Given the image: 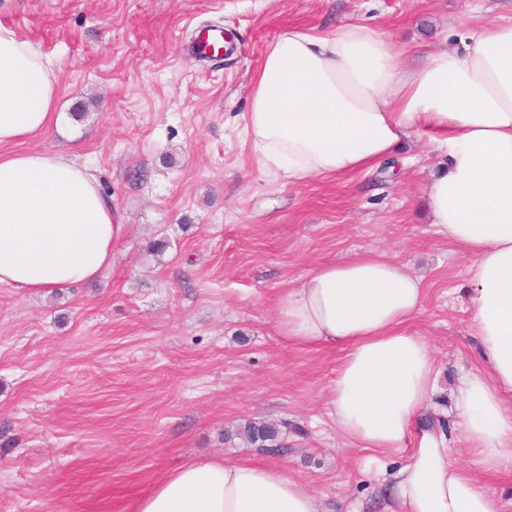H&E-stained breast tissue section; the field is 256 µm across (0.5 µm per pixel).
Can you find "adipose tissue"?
<instances>
[{"mask_svg": "<svg viewBox=\"0 0 512 512\" xmlns=\"http://www.w3.org/2000/svg\"><path fill=\"white\" fill-rule=\"evenodd\" d=\"M56 78L38 47L0 25V285L42 295L99 279L121 232L88 165L28 148L58 121ZM245 132L264 166L295 181L343 180L426 132L445 161L424 186L430 222L466 258L465 306L483 369L452 392L482 469L512 474V17L476 23L418 68L360 24L293 28L266 48ZM421 278L379 254L299 275L277 298L286 342L342 351L328 414L349 446L406 455L390 477L396 512H496L489 486L451 459L419 417L438 391L433 348L411 331ZM135 512H318L277 466L204 457L168 472Z\"/></svg>", "mask_w": 512, "mask_h": 512, "instance_id": "obj_1", "label": "adipose tissue"}]
</instances>
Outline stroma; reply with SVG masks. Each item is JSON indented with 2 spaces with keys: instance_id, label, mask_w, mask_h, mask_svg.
Segmentation results:
<instances>
[{
  "instance_id": "stroma-1",
  "label": "stroma",
  "mask_w": 512,
  "mask_h": 512,
  "mask_svg": "<svg viewBox=\"0 0 512 512\" xmlns=\"http://www.w3.org/2000/svg\"><path fill=\"white\" fill-rule=\"evenodd\" d=\"M511 14L512 0H0V24L56 75L64 118L34 147L90 161L124 226L99 280L41 296L0 286V512H133L202 455L260 456L320 512H384L328 415L341 352L285 344L276 308L302 272L365 252L422 277L411 328L434 349L432 410L453 460L512 512V475L475 469L448 412L479 347L456 294L467 261L422 193L439 163L428 134L401 146L399 175L304 183L264 169L244 135L253 73L285 30L360 21L416 67ZM214 24L231 40L219 66L188 49ZM251 421L277 425L276 451L240 437Z\"/></svg>"
}]
</instances>
